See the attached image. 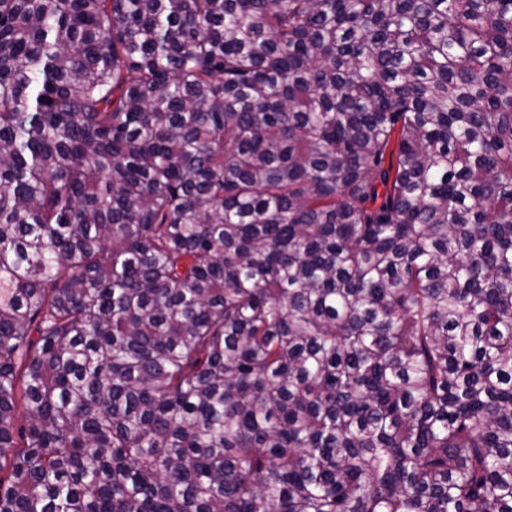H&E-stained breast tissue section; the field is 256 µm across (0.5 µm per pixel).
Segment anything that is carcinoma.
<instances>
[{
  "instance_id": "cac0c4a2",
  "label": "carcinoma",
  "mask_w": 512,
  "mask_h": 512,
  "mask_svg": "<svg viewBox=\"0 0 512 512\" xmlns=\"http://www.w3.org/2000/svg\"><path fill=\"white\" fill-rule=\"evenodd\" d=\"M0 512H512V0H0Z\"/></svg>"
}]
</instances>
